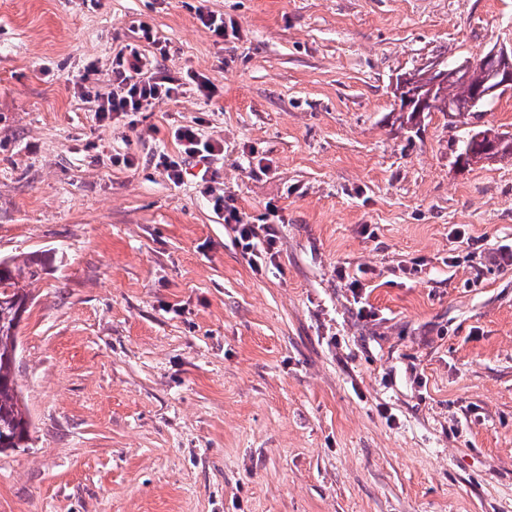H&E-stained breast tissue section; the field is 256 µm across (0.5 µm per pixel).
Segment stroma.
<instances>
[{"label": "stroma", "mask_w": 512, "mask_h": 512, "mask_svg": "<svg viewBox=\"0 0 512 512\" xmlns=\"http://www.w3.org/2000/svg\"><path fill=\"white\" fill-rule=\"evenodd\" d=\"M197 5L0 0V256L44 261L0 512H512V160L460 158L512 136V94L414 117L392 91L512 43V0H208L224 41ZM143 22L218 94L101 125L72 80L110 91ZM193 121L277 235L270 272L152 166ZM198 17L202 25L218 39L224 41L238 37V24L232 19L225 21L222 15L209 11L205 4H201L198 8Z\"/></svg>", "instance_id": "1"}]
</instances>
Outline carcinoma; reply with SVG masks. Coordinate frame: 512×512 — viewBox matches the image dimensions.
<instances>
[{"label":"carcinoma","mask_w":512,"mask_h":512,"mask_svg":"<svg viewBox=\"0 0 512 512\" xmlns=\"http://www.w3.org/2000/svg\"><path fill=\"white\" fill-rule=\"evenodd\" d=\"M437 112L452 107L456 112H477L482 104L474 102L472 82L466 73L452 67L444 83L435 90ZM42 261L30 256L0 257V453L31 447V423L24 409L14 367L17 358L18 324L16 305L26 304L29 294L25 283L39 277Z\"/></svg>","instance_id":"carcinoma-1"}]
</instances>
